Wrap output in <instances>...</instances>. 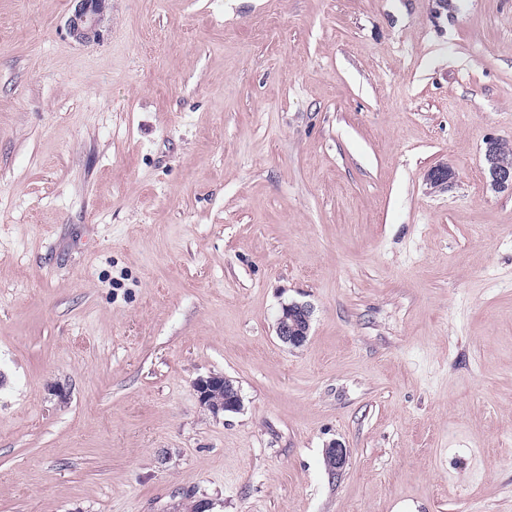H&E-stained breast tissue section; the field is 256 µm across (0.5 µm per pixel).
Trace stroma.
Instances as JSON below:
<instances>
[{
    "label": "stroma",
    "mask_w": 512,
    "mask_h": 512,
    "mask_svg": "<svg viewBox=\"0 0 512 512\" xmlns=\"http://www.w3.org/2000/svg\"><path fill=\"white\" fill-rule=\"evenodd\" d=\"M70 13L0 0V512H512V0ZM76 2L74 11L67 21L69 35L84 45L100 41L101 22L108 0H71ZM499 138L491 137L486 141L484 153L485 165L490 177L491 187L494 190L512 191V164L509 165L501 160V158L512 163V144L502 140L500 145L499 156ZM455 173L448 164H439L430 168L425 176L426 184L430 190L444 191L448 190L454 179ZM312 309L299 302L281 303L276 319L279 340L291 348L303 346L310 335ZM199 403L213 415L238 412L242 408V397L233 381L222 374H210L198 378L194 383ZM223 392V396L220 392Z\"/></svg>",
    "instance_id": "stroma-1"
}]
</instances>
